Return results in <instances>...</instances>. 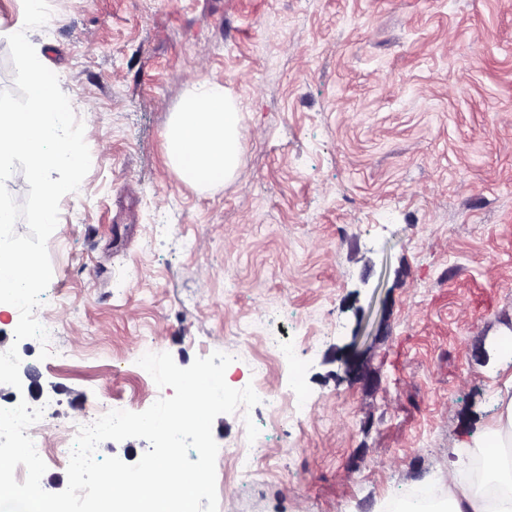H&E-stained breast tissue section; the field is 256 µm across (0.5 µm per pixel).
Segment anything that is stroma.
Listing matches in <instances>:
<instances>
[{
	"instance_id": "1",
	"label": "stroma",
	"mask_w": 512,
	"mask_h": 512,
	"mask_svg": "<svg viewBox=\"0 0 512 512\" xmlns=\"http://www.w3.org/2000/svg\"><path fill=\"white\" fill-rule=\"evenodd\" d=\"M29 41L79 102L91 168L60 201L43 312L77 351L39 360L0 311L36 388L0 387L53 430L81 409L150 407L153 339L180 367L293 347L244 418L268 478L218 512H384L409 487L448 495V465L512 377V0H49ZM242 109L241 166L197 190L164 131L189 79Z\"/></svg>"
}]
</instances>
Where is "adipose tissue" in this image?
I'll return each instance as SVG.
<instances>
[{"label":"adipose tissue","instance_id":"obj_1","mask_svg":"<svg viewBox=\"0 0 512 512\" xmlns=\"http://www.w3.org/2000/svg\"><path fill=\"white\" fill-rule=\"evenodd\" d=\"M241 112L222 84L195 81L172 112L164 134L171 169L197 189L228 180L242 157ZM496 397L502 410L491 430L472 440L482 449L491 494L459 479L461 463L448 471V499L420 504L416 512H512V382Z\"/></svg>","mask_w":512,"mask_h":512}]
</instances>
